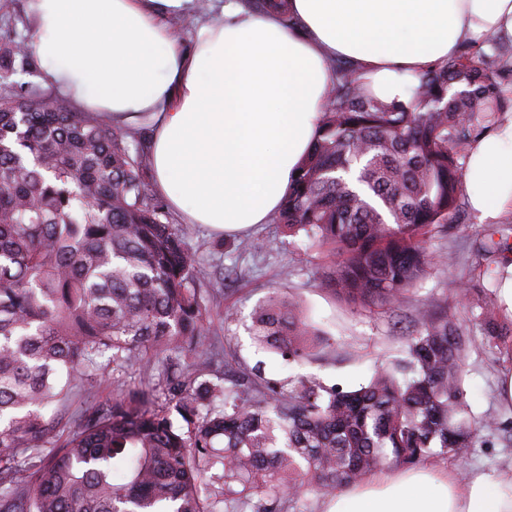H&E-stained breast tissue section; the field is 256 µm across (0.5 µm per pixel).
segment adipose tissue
I'll list each match as a JSON object with an SVG mask.
<instances>
[{
  "label": "adipose tissue",
  "mask_w": 512,
  "mask_h": 512,
  "mask_svg": "<svg viewBox=\"0 0 512 512\" xmlns=\"http://www.w3.org/2000/svg\"><path fill=\"white\" fill-rule=\"evenodd\" d=\"M196 0H28L45 79L115 128L147 127L152 189L185 223L237 232L278 211L326 103L330 60L347 58L378 97L405 74L492 31L512 38V0H291L275 14L223 7L182 47L167 21ZM465 182L484 223L512 210V116L469 149ZM326 512H512V470L466 480L380 472L330 495Z\"/></svg>",
  "instance_id": "ef3b65f1"
}]
</instances>
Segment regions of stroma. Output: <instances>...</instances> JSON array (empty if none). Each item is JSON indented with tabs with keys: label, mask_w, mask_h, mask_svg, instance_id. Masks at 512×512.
Segmentation results:
<instances>
[{
	"label": "stroma",
	"mask_w": 512,
	"mask_h": 512,
	"mask_svg": "<svg viewBox=\"0 0 512 512\" xmlns=\"http://www.w3.org/2000/svg\"><path fill=\"white\" fill-rule=\"evenodd\" d=\"M495 230L512 240L511 211L492 226L481 223L467 202H460L453 222L429 242L431 250L451 252L453 266L432 271L408 294L397 316L391 317L353 307L316 287V268L335 262V254L309 248L304 237L288 236L280 225L257 224L244 236L192 225V243L203 260V283L216 291L211 329L221 349L218 370L248 376L259 372L282 388L291 376L313 375L326 385L352 390L367 383L378 365L401 356L418 309L446 305L455 311L461 333L473 341L465 381L472 411L475 417L498 420L503 428L481 432L467 458L434 457L426 464L464 477L512 468V404L499 397L500 381L512 374V320L496 309L498 281L479 275L480 269L498 267L507 257L503 251L486 255L479 249ZM244 237L262 242V249L239 251ZM275 294L298 301L313 325L332 338L334 346L323 358L288 366L276 353L254 343L255 315ZM483 302L492 309L487 320L479 309ZM158 379L156 366L132 363L106 371L93 398L104 403L133 389L151 391Z\"/></svg>",
	"instance_id": "stroma-1"
}]
</instances>
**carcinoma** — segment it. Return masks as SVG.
Segmentation results:
<instances>
[{
  "mask_svg": "<svg viewBox=\"0 0 512 512\" xmlns=\"http://www.w3.org/2000/svg\"><path fill=\"white\" fill-rule=\"evenodd\" d=\"M294 30L290 0H235ZM0 62L28 64L0 37ZM335 79L315 142L274 222L340 259L318 285L395 313L451 254L427 241L464 190L457 147L507 108L479 55L462 49L411 75L405 100ZM145 138L65 98L23 95L0 75V512H281L307 488L334 493L383 466L463 458L477 433L466 400L469 340L448 310L423 308L405 357L355 390L298 377L198 381L217 355L210 294L189 228L151 185ZM253 339L284 363L325 355L297 304L270 299ZM164 352L163 392L98 404L108 364Z\"/></svg>",
  "mask_w": 512,
  "mask_h": 512,
  "instance_id": "cac0c4a2",
  "label": "carcinoma"
}]
</instances>
